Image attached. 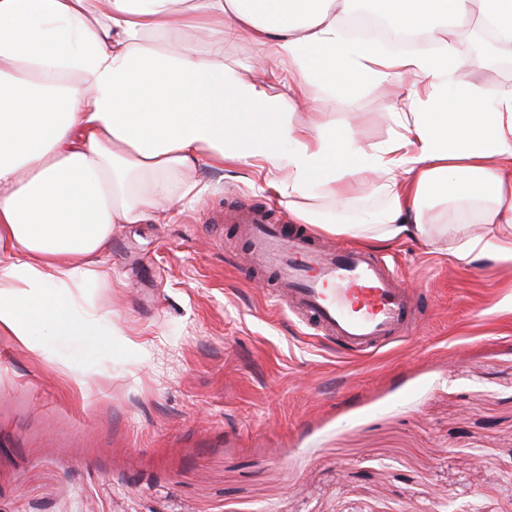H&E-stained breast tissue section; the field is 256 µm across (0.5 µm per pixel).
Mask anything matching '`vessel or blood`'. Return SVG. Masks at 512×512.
<instances>
[{
    "mask_svg": "<svg viewBox=\"0 0 512 512\" xmlns=\"http://www.w3.org/2000/svg\"><path fill=\"white\" fill-rule=\"evenodd\" d=\"M239 221L247 226L254 260L276 276V301L319 335L360 354L413 328L414 304L384 259L353 247L322 249L311 234L270 223L261 210L245 211Z\"/></svg>",
    "mask_w": 512,
    "mask_h": 512,
    "instance_id": "obj_1",
    "label": "vessel or blood"
}]
</instances>
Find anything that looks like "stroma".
Segmentation results:
<instances>
[{"label": "stroma", "mask_w": 512, "mask_h": 512, "mask_svg": "<svg viewBox=\"0 0 512 512\" xmlns=\"http://www.w3.org/2000/svg\"><path fill=\"white\" fill-rule=\"evenodd\" d=\"M492 102L512 61L457 72ZM411 85L326 88L324 120L398 133ZM167 224H117L110 284L80 303L99 336L0 335V512H512V262L458 264L455 240L405 237L395 265L421 319L352 356L274 307L234 211L290 223L268 172L199 171ZM359 187L323 214L366 224Z\"/></svg>", "instance_id": "obj_1"}]
</instances>
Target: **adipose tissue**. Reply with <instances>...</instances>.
Segmentation results:
<instances>
[{
  "label": "adipose tissue",
  "mask_w": 512,
  "mask_h": 512,
  "mask_svg": "<svg viewBox=\"0 0 512 512\" xmlns=\"http://www.w3.org/2000/svg\"><path fill=\"white\" fill-rule=\"evenodd\" d=\"M353 0H0V333L33 327L96 334L76 295L106 278L116 224H162L198 197L200 165L274 169L296 223L327 235L391 244L437 242L466 224L489 234L454 250L465 266L512 260V96L482 104L455 85L460 24L493 27L495 56L512 59V0H378L397 30L448 27L430 53L383 54L351 40ZM193 31L208 53L149 41ZM228 40L287 62L288 92L225 65ZM427 88L381 145L327 125L324 86L354 94L407 78ZM367 182L384 204L370 224L321 221L311 198L347 206Z\"/></svg>",
  "instance_id": "adipose-tissue-1"
}]
</instances>
